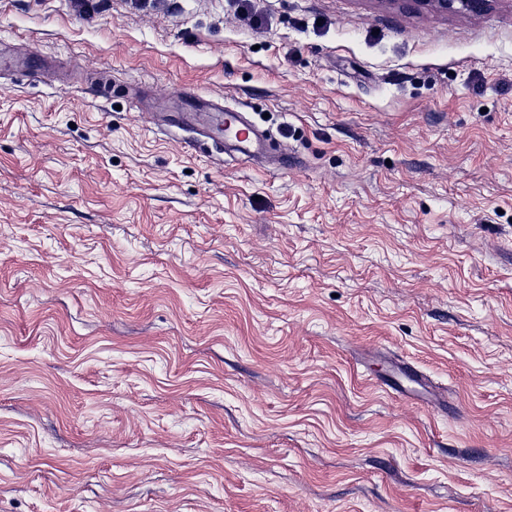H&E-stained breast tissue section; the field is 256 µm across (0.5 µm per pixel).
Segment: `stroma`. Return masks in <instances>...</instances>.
<instances>
[{"mask_svg": "<svg viewBox=\"0 0 512 512\" xmlns=\"http://www.w3.org/2000/svg\"><path fill=\"white\" fill-rule=\"evenodd\" d=\"M0 60V512H512V0H0ZM431 10L448 12H480L484 10L491 0H416ZM192 112H184L182 122L186 126L199 128L201 134H212L206 130L211 124L217 128L224 123V154L240 162H249L266 141L260 130L243 112L224 110L216 103L194 95L187 96ZM215 112V113H213Z\"/></svg>", "mask_w": 512, "mask_h": 512, "instance_id": "35a3bbf8", "label": "stroma"}]
</instances>
